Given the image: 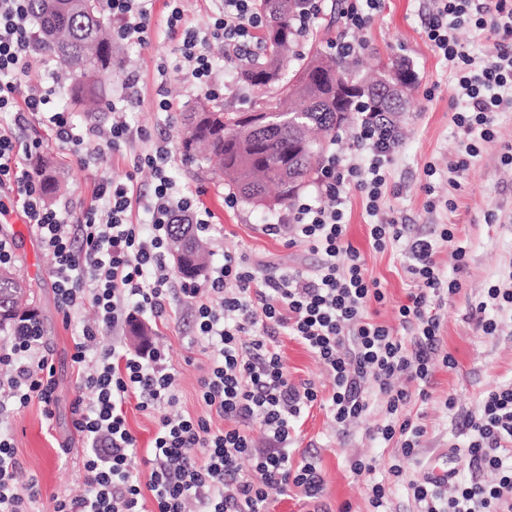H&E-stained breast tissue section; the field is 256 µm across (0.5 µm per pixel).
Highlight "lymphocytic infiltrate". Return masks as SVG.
<instances>
[{
  "label": "lymphocytic infiltrate",
  "mask_w": 512,
  "mask_h": 512,
  "mask_svg": "<svg viewBox=\"0 0 512 512\" xmlns=\"http://www.w3.org/2000/svg\"><path fill=\"white\" fill-rule=\"evenodd\" d=\"M168 4L167 28L181 36V55L195 85L219 97L209 45L222 43L229 58L247 53L263 24L256 0H216L204 34L186 26L181 0ZM107 7L118 22L116 38L148 43L152 0H107ZM29 19L28 0H0V115H8L15 126L34 116L45 118L56 138L80 158L102 144L120 149L130 136L121 103L112 105L109 130L80 136L68 113L50 111V91L22 89L19 76L37 50ZM465 26L491 40L489 63L476 66L465 51L457 36ZM426 36L453 69L455 94L464 104L453 116L469 139L456 163L461 169L478 156L480 144L494 140L497 114L505 94L512 93V0H437ZM350 137L353 155L326 157L315 196L294 201L285 224L265 227L277 236L291 226L290 244L319 256L316 271L266 273L228 252L202 289L191 283L174 287L167 267L173 225L209 231L195 196L174 193L175 158L167 143H157L141 160L154 176L145 208L149 223L142 226L128 216L135 173L122 182L103 180L95 204L64 214L46 204L25 165L38 155L39 142L0 134V187L16 192L36 226L64 319L86 302L97 312L74 336L71 355L83 391L72 414L84 444L86 490L76 497H53L51 512H268L269 489L291 486L301 488L308 501L318 500L323 491L319 469L307 460L293 464L289 450L296 423L318 392L312 384L289 382L272 339L279 328L303 343L332 375L328 408L337 425L347 426L369 415L373 404H382L385 418L374 435L396 442L402 457L413 456L425 427L407 407L415 399L427 401L434 357L449 368L456 364L442 350L441 310L462 289L466 250L456 247L455 275L444 276L431 241L405 239V225L378 220L370 227L373 248L406 240L415 288L398 308V328L370 317V304H384L386 293L380 281L367 277L359 251L347 238V190L364 193L370 215L377 217L386 168L400 138L386 118L368 112ZM176 289L195 305L197 343L214 351L200 381V397L228 420L225 429L212 430L202 417L168 414L177 401V383L163 350L146 345L131 354L101 344L135 315L167 319ZM401 376L415 383V390L395 387ZM54 391V367L39 325L18 323L0 345V416L35 401L45 418H52ZM132 398L157 423L151 454L139 468L133 464L137 439L126 422L125 406ZM255 422L267 444L262 451L249 434ZM463 425L471 433L463 451L468 469L495 472V480L468 481L454 474L444 483L426 475L412 480L418 512H512V466L503 464L504 457L512 458V384L484 391L480 409ZM245 457L253 462L248 475L240 467ZM18 469L13 445L0 432V512H31L37 500V482L18 487Z\"/></svg>",
  "instance_id": "f902f5d3"
}]
</instances>
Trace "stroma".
Here are the masks:
<instances>
[{"label":"stroma","instance_id":"1","mask_svg":"<svg viewBox=\"0 0 512 512\" xmlns=\"http://www.w3.org/2000/svg\"><path fill=\"white\" fill-rule=\"evenodd\" d=\"M333 0H322V11L313 27L299 39L300 49L312 41L327 45L329 41L348 37L361 42L358 55L361 70L374 73L382 62L394 57L407 59L418 76L410 103L397 118L400 147L389 168L391 195L385 199L386 214L406 223L407 238L421 237L439 241L437 260L444 273H451L456 246L467 249V268L461 275L463 288L449 300L442 311L443 348L451 353L455 368H447L441 359L432 362L431 396L421 407L427 432L412 459H401L394 444L384 443L371 431L383 420L381 410H374L358 422L341 428L328 409L313 406L296 432L292 449L293 463L314 458L322 471L324 491L318 503H310L299 489L269 492V512H311L313 506L325 512H338L349 505L351 512H368L371 482H385L388 488V512H417L408 488L410 480L426 473L430 462L448 448L466 446L469 434L463 428L465 417L475 411L483 392L495 385L512 383V312L487 310L496 319L499 330L489 336L476 330L475 305L489 286L512 271V165L501 161L504 145H512V112L499 114L496 137L484 144L477 158L459 172L456 180L448 178V163L455 160L463 140L462 131L452 120L463 104L455 97V77L446 67L426 37V26L434 6L433 0H382L373 21L359 31H344L332 9ZM167 0H154L152 27L148 45L125 43L122 66L113 68L111 78L103 82L105 100L124 93L127 72L137 77L136 95L129 103L125 118L131 128H143L153 140L166 141L179 149L183 135L181 117L190 106L203 101L206 94L196 87L186 72L179 70V36L167 28ZM217 83L224 94L217 104L229 110H246L260 93L236 80L238 63L227 62L223 45L211 48ZM23 86H52L65 91L68 81L59 59L42 50L29 57ZM172 103L171 111L159 110L160 99ZM24 138L40 139L41 156L49 158L64 176L62 191L52 198L56 207L77 210L94 201L98 186L105 177L119 180L131 170L135 154L145 150L139 139L115 151L102 148L87 162L80 160L66 145L58 142L40 118H32ZM437 173L426 178L427 165ZM172 176L183 192L201 190L200 203L212 215V229L206 243L209 267L224 262L225 252L242 255L249 264L271 263L273 271L310 270L317 256L302 245H288L283 237L267 235L264 225L274 223L284 214V207L268 211L254 203L238 200L234 208L224 205L230 192L224 182L203 176L196 165L178 160ZM432 181L433 194L422 186ZM347 238L364 262L368 276L381 280L387 300L371 306L374 319L398 327L397 309L406 303L413 282L407 271L409 260L405 240L389 243L381 251L369 243L371 216L366 198L359 190H350L346 209ZM454 228V238L440 242L443 225ZM12 240V268L24 280L31 305L38 314L43 340L52 352L55 367V408L53 419H45L39 403L0 419V431L6 433L22 461L19 485L37 479L41 491L40 512H46L54 496L81 494L84 490L82 442L73 427L72 404L79 396L77 371L71 362L72 338L83 324L95 319L91 304H84L64 321L53 289L54 278L33 225L25 220L22 206H14L10 217L0 220V238ZM139 321L148 330L145 341L135 340L129 327H122L113 337L129 351L149 343L164 349L168 363L177 374L178 402L171 407L174 415L203 417L213 428H223L224 420L210 412L200 399V380L210 365V353L194 344L196 335L194 306L178 300L172 305L169 321L155 323L150 315ZM278 351L291 382H309L321 396H329L333 379L303 344L291 336L277 338ZM375 459L372 475L352 472L355 459ZM401 463L403 476L393 481L388 468Z\"/></svg>","mask_w":512,"mask_h":512}]
</instances>
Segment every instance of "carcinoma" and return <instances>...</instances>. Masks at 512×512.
Returning <instances> with one entry per match:
<instances>
[{"mask_svg":"<svg viewBox=\"0 0 512 512\" xmlns=\"http://www.w3.org/2000/svg\"><path fill=\"white\" fill-rule=\"evenodd\" d=\"M307 0H258L265 25L261 55L241 64L240 77L263 92L259 106L269 113L266 126L257 130L251 112H228L200 102L184 114L186 135L181 152L186 160L202 164L214 160V175L224 180L247 202L282 204L306 186L323 149L320 135L336 130L352 112H381L387 116L404 111L407 90L416 83L415 71L403 61L394 71L411 75L400 104L391 103L381 91L387 81L368 83L362 96L349 100L336 90V76L355 78L354 63L312 47L298 53L300 34L296 19ZM31 16L40 22L45 46L71 73L67 99L86 112H100L102 78L112 76V64L121 45L112 41L99 16V0H29ZM300 61L293 77H282L283 61ZM172 243L183 244L175 254L184 277H195L206 265L205 242L187 224H175ZM28 289L9 267H0V328L14 326L33 313L22 310Z\"/></svg>","mask_w":512,"mask_h":512,"instance_id":"obj_1","label":"carcinoma"}]
</instances>
